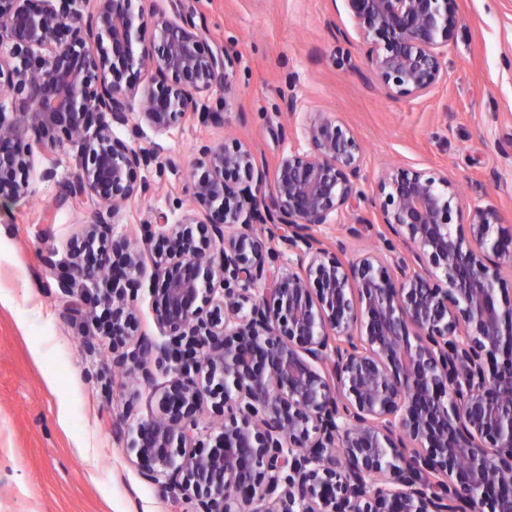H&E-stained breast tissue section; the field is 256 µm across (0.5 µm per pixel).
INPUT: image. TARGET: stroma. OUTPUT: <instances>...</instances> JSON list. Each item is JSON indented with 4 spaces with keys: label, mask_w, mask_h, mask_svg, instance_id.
I'll list each match as a JSON object with an SVG mask.
<instances>
[{
    "label": "stroma",
    "mask_w": 512,
    "mask_h": 512,
    "mask_svg": "<svg viewBox=\"0 0 512 512\" xmlns=\"http://www.w3.org/2000/svg\"><path fill=\"white\" fill-rule=\"evenodd\" d=\"M146 19L193 17L204 46L231 51V91L214 87L197 114L167 133L144 128L135 146L153 148L160 168L141 171L148 189L111 217L113 238L140 237L160 216L176 219L198 144H248L266 167L306 149L303 128L317 116L339 119L362 140V185L374 190L386 164L442 170L467 204H492L512 225V0H459L462 27L448 46V78L427 95L388 98L363 65V45L343 0H135ZM56 175L43 180L41 172ZM81 158L63 145L34 153L28 197L0 208V512H192L176 491H161L129 464L113 424L129 398L139 417L156 406L155 384L113 372L111 315L84 321L56 286L53 263L68 256L106 204L77 194ZM345 212L321 227L348 256L374 245L347 227L376 221Z\"/></svg>",
    "instance_id": "35a3bbf8"
}]
</instances>
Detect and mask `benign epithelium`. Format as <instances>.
Here are the masks:
<instances>
[{"instance_id": "7a95c632", "label": "benign epithelium", "mask_w": 512, "mask_h": 512, "mask_svg": "<svg viewBox=\"0 0 512 512\" xmlns=\"http://www.w3.org/2000/svg\"><path fill=\"white\" fill-rule=\"evenodd\" d=\"M344 2L388 97L447 80L458 0ZM147 23L132 0H0V90L36 115L29 141L0 110L1 204L28 195L30 157L62 134L82 157L80 191L114 211L146 191L138 173L156 154L114 134L137 94L126 73L147 76L141 120L157 134L196 95L230 91L231 54L206 50L192 18L151 22L153 46ZM304 137L271 172L241 142L196 147L193 208L141 235L143 250L172 246L155 251L161 338L139 331L127 291L142 250L126 242L108 263L95 249L103 213L55 265L74 310H111L113 367L169 376L157 413L115 429L129 463L194 512H512V227L492 204L464 205L443 173L389 166L366 192L364 146L336 119ZM362 206L378 223L347 232L380 248L349 258L316 234ZM207 405L219 421L206 431ZM205 432L218 446L197 445Z\"/></svg>"}]
</instances>
